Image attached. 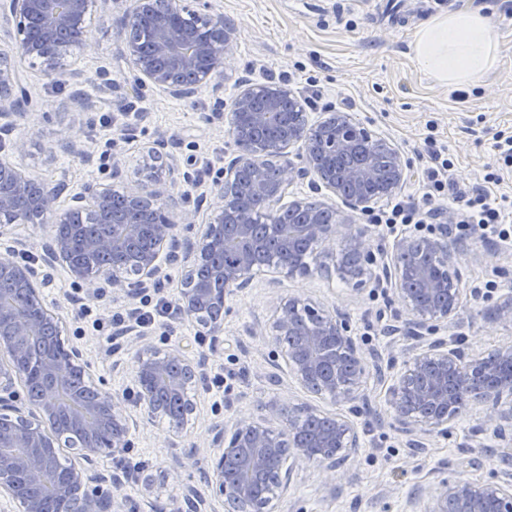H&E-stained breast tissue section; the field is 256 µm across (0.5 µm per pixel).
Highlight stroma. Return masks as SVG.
<instances>
[{
	"label": "stroma",
	"instance_id": "stroma-1",
	"mask_svg": "<svg viewBox=\"0 0 512 512\" xmlns=\"http://www.w3.org/2000/svg\"><path fill=\"white\" fill-rule=\"evenodd\" d=\"M481 5L491 21L500 46L497 68L475 84L451 89L421 72L412 57L417 26L430 15ZM214 12L223 14L234 30V48L224 58L227 78L221 91L202 86L188 99L170 97L152 84H138V74L120 50L122 0L95 7L90 42L75 49L65 73L47 77L39 67L10 55L30 91L32 104L17 118L12 135L0 138V158L9 159L23 173L63 181L66 195L83 191L91 183L122 189L137 180L146 146L163 142L164 154L177 162L184 179L169 192L191 213L206 207L221 178L224 161L234 143L224 120L242 85L281 82L306 98L311 120L325 110L349 113L374 137L393 144L412 166L403 193L421 198V173L427 166V137L447 148L454 166L449 180L465 191L490 172L502 181L494 194L512 195V170L499 169L491 143L495 135L512 136V0H435L423 11L420 0H211ZM87 93L78 103L75 91ZM142 112L134 120V112ZM112 120L113 148H105L99 123ZM27 139L23 152L14 140ZM81 142L84 156L53 153L61 136ZM52 234L48 224H28L16 235L0 238V253L44 257ZM449 236L470 249L463 265L468 293L457 315L438 332L459 344L467 354H488L512 344V327L496 323L490 308L512 296V249L475 236L450 230ZM327 272H310L291 278L270 272L260 274L253 288L235 291L224 300V334L198 348L194 336L200 326L186 322L175 326L170 338L149 331L156 347L184 345L195 364L191 390L197 396L196 416L186 431L174 434L166 420L148 423L131 436L129 456L147 464L152 475L180 483L205 499L207 512H224L207 480L211 453L209 428L213 423L243 421L276 424L270 404L311 406L320 413L349 414L359 433L360 447L353 459L330 474L307 459H299L287 491L277 500L278 512H405L409 495L420 486L442 479L477 482L512 472L492 435H484L479 448L468 447L470 429L478 411L457 416L452 432L427 440L424 448H408L404 436L392 426L379 371L396 381L400 366L411 356V341L403 333H390L397 303L391 291L376 287L381 266L375 265L364 286H354L328 260ZM45 304L59 314L64 337L79 346L91 364L95 384L124 397L126 409L139 415L133 377L135 350L128 337L117 340L116 352L103 348L97 337L78 332L68 291L72 280L62 265H46ZM495 280L496 290L475 295L474 289ZM295 299L326 311L344 313L354 334L364 338L376 355L373 366L357 390L353 406H336L328 394H314L292 376L283 360H272L261 326L272 314L273 297ZM241 370L239 389L230 403L215 410L206 390V375L220 368ZM387 380V381H388ZM123 512H190L186 502H172L164 486L146 490L143 479L119 481L115 489Z\"/></svg>",
	"mask_w": 512,
	"mask_h": 512
}]
</instances>
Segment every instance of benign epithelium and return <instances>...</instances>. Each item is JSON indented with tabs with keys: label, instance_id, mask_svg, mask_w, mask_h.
Instances as JSON below:
<instances>
[{
	"label": "benign epithelium",
	"instance_id": "7a95c632",
	"mask_svg": "<svg viewBox=\"0 0 512 512\" xmlns=\"http://www.w3.org/2000/svg\"><path fill=\"white\" fill-rule=\"evenodd\" d=\"M202 11H191L207 22L208 34L200 40H189L173 20L168 0H132L124 12L122 29L129 31L139 20L152 18L154 46L148 53L141 42L125 37L122 52L149 82L173 97L190 96L202 85L218 88L223 76L218 69L224 58L212 66L205 62L216 52L226 54L233 43V30L224 26V15L211 12L209 0H201ZM91 0H0V12L9 13L17 21L19 57L40 59L46 76L61 73L67 67L73 49L89 41ZM29 101V93L19 71L0 66V134L9 135L15 118ZM293 108L292 124L283 125L280 138L267 149L282 158L272 179L255 176L250 195L260 201L284 196L288 186L306 178L316 190H326L341 199L352 211H367L392 196L410 177L411 165L401 152L385 142L382 149L390 163L389 178L374 194L366 188L378 177L372 158L341 175L325 163L328 149L337 154L356 152L371 134L354 123L347 112L330 110L318 123L309 124L305 103L287 87L273 82L251 83L235 98L226 113L229 131L236 147L234 157L224 165V183L208 201L210 217L205 229L186 252L189 286L181 289L178 302L188 312H195L210 297L209 282L197 277L199 270L212 268L224 283L236 289L251 286L263 269H272L288 277L301 271L300 261L288 259V252L299 239L317 245L321 254L336 256V244L346 242L344 252L359 260L353 273L362 277L367 267L375 264L372 239L363 227L348 223L341 212H335L333 223L322 221L319 214L309 213L303 224L281 226L282 248L269 254L265 263L264 242L257 234L255 214L250 208H235L236 191L242 178V154L256 141L251 131L281 124L283 109ZM160 145L148 148L145 166L151 176L124 187L126 204L143 212L140 222L121 224L112 232L82 236L73 229L65 233L61 225L69 224L80 211L90 213L98 224L113 223L112 186L97 183L83 192L62 200L64 184L47 178L34 179L19 171L9 160L0 159V213L15 212L30 196L38 199V222L53 224L46 248L49 264L60 263L74 283L94 288L98 275L73 260L75 242H80L87 256L112 254L113 290L127 297L154 286L162 274L167 256L180 246L181 235L167 213L177 201L164 195L162 188L177 180L179 167L173 162L159 163ZM439 229L421 236H404L397 241L394 254H403L405 263L392 261L389 282L399 304L397 318L413 325L419 332L416 353L405 361V370L397 382L387 388L388 403L393 413V426L408 438L412 448L425 447L434 435L450 432L449 423L461 409L460 394H472V402L484 406V414L472 428V436L491 432L502 452L512 457V376L496 377L490 361L484 357H468L465 352L450 349L441 339L433 338L441 325L455 316L461 307L462 249L448 239V223L452 217L442 215ZM7 280L18 287L11 297L0 296V497L14 504L17 512H45L44 503L35 495L23 496L16 490L14 475L26 474L29 484L40 488L50 485L44 449L55 447V441L69 430L81 432L82 439L63 481L56 484L59 512H119L112 494L116 484L112 475L98 468L103 454L130 447V435L141 421L160 417L169 419L173 432L179 434L188 425L197 408L196 395L187 384L195 369L186 349L179 346L160 350L144 335L133 340L136 347L134 377L143 413L137 419L129 414L123 401L106 393V399L82 411L66 407L64 390L67 371L89 376L90 364L75 345H59L49 351L42 362L43 386L38 401H27V408L15 405L17 386L24 384L18 367L26 360V340L38 335L46 323L62 325L55 311L44 306L42 314L32 317L25 309V299L42 295L43 275L33 265L21 263L7 252L0 254V282ZM293 301L279 300L265 331L267 346L275 358H281L295 379L304 387L318 385L338 405L356 398V388L363 379L370 350L353 335L348 320L339 312L308 308V320L301 319L292 308ZM494 318L512 325V298L493 308ZM181 397L183 407L177 414L159 405L158 389ZM280 426L272 428L259 422H239L231 429L221 423L210 427L211 445L217 453L209 457V484L215 497L234 507L235 512H275L273 499L260 501L252 493L250 478L264 473L270 461L279 459L271 480L275 488L284 489L292 480L296 455L307 456L299 447L295 434L306 410L299 407L274 408ZM331 425L322 437V456L327 468L334 469L353 457L360 438L352 422L343 414L330 417ZM497 512H512V484L492 477L483 482L467 479L442 480L411 495L407 512H487L489 504Z\"/></svg>",
	"mask_w": 512,
	"mask_h": 512
}]
</instances>
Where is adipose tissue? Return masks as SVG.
<instances>
[{
    "label": "adipose tissue",
    "instance_id": "ef3b65f1",
    "mask_svg": "<svg viewBox=\"0 0 512 512\" xmlns=\"http://www.w3.org/2000/svg\"><path fill=\"white\" fill-rule=\"evenodd\" d=\"M498 52L492 26L477 8L432 17L418 26L412 42L416 66L451 89L494 70Z\"/></svg>",
    "mask_w": 512,
    "mask_h": 512
}]
</instances>
